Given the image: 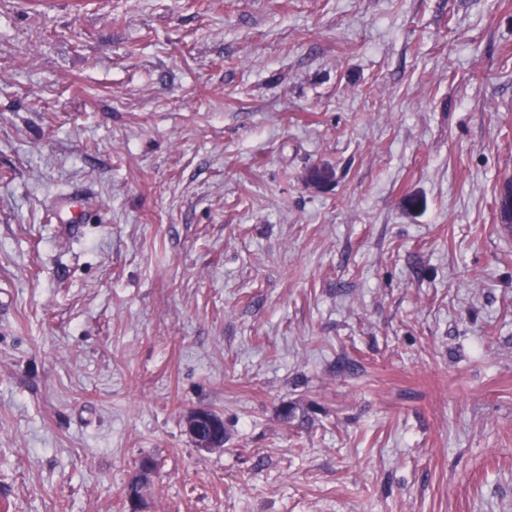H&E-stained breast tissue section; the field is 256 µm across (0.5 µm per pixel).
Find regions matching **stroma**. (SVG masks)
Instances as JSON below:
<instances>
[{
    "label": "stroma",
    "mask_w": 512,
    "mask_h": 512,
    "mask_svg": "<svg viewBox=\"0 0 512 512\" xmlns=\"http://www.w3.org/2000/svg\"><path fill=\"white\" fill-rule=\"evenodd\" d=\"M510 177L512 0H0V512H512ZM90 195V191L78 189L68 196L59 199L53 210L49 213V222L51 224H67L64 228H68L71 233L76 232L77 223L72 214V209L81 206V201ZM205 426L210 429L214 427L224 429V421L219 415L205 409L194 410L187 415L186 432L197 451L211 453L223 449L224 438L204 436L201 431Z\"/></svg>",
    "instance_id": "35a3bbf8"
}]
</instances>
